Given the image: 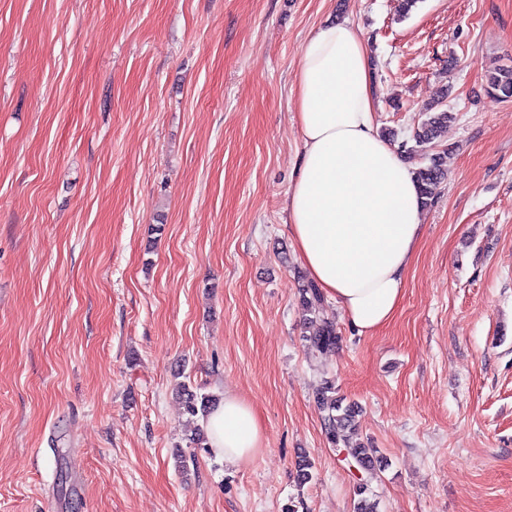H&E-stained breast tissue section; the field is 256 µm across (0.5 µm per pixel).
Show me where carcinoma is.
<instances>
[{
	"mask_svg": "<svg viewBox=\"0 0 512 512\" xmlns=\"http://www.w3.org/2000/svg\"><path fill=\"white\" fill-rule=\"evenodd\" d=\"M487 93L501 99L512 98V70H502L489 77ZM454 120V113L440 110L436 106L427 108L426 118L414 129L411 139L414 145L410 150L425 148L437 138L440 130ZM421 204L431 205L441 193L447 178L445 154L435 153L426 156V164L415 171ZM299 302L303 310L307 350L312 354H322L336 348L339 336L336 323L323 315V294L312 281L306 280L298 288ZM183 413L191 421L204 419L216 406L218 399L209 394H198L182 383L176 390ZM314 403L319 410L322 429L331 445L344 448L354 462L364 471L376 470V449L368 448L356 439L355 414L357 407L344 403V398L336 395L335 383L324 380L314 391ZM312 461L305 455L296 461L297 480L301 484L313 479Z\"/></svg>",
	"mask_w": 512,
	"mask_h": 512,
	"instance_id": "carcinoma-1",
	"label": "carcinoma"
}]
</instances>
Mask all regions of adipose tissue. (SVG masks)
<instances>
[{"mask_svg": "<svg viewBox=\"0 0 512 512\" xmlns=\"http://www.w3.org/2000/svg\"><path fill=\"white\" fill-rule=\"evenodd\" d=\"M303 150L286 198L290 232L311 279L359 334L388 325L421 239L414 173L379 134L366 47L349 20L306 40L294 75ZM213 453L239 465L263 430L243 399L225 395L204 422Z\"/></svg>", "mask_w": 512, "mask_h": 512, "instance_id": "ef3b65f1", "label": "adipose tissue"}]
</instances>
